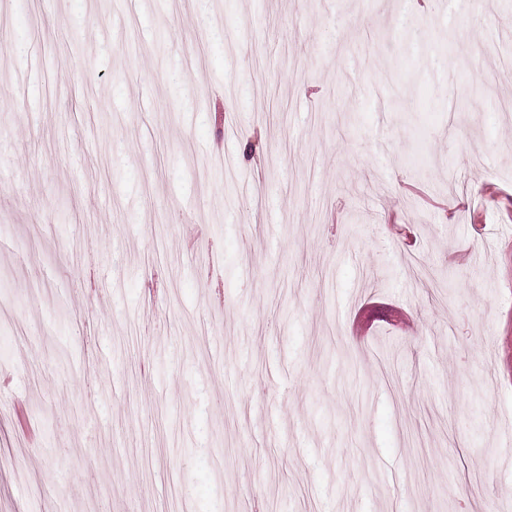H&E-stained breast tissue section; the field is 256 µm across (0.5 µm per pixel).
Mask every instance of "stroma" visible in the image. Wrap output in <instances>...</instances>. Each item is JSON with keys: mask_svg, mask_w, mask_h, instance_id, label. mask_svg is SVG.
Listing matches in <instances>:
<instances>
[{"mask_svg": "<svg viewBox=\"0 0 512 512\" xmlns=\"http://www.w3.org/2000/svg\"><path fill=\"white\" fill-rule=\"evenodd\" d=\"M497 29L0 0V512H512Z\"/></svg>", "mask_w": 512, "mask_h": 512, "instance_id": "35a3bbf8", "label": "stroma"}]
</instances>
